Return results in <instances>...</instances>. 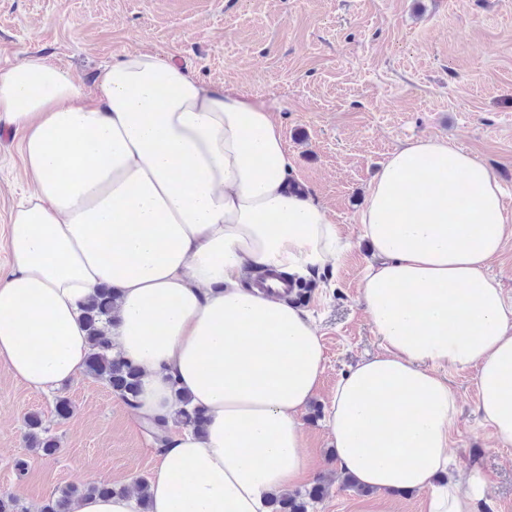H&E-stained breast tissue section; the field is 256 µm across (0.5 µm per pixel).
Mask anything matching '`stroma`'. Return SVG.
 <instances>
[{
    "instance_id": "1",
    "label": "stroma",
    "mask_w": 512,
    "mask_h": 512,
    "mask_svg": "<svg viewBox=\"0 0 512 512\" xmlns=\"http://www.w3.org/2000/svg\"><path fill=\"white\" fill-rule=\"evenodd\" d=\"M133 49L273 112L294 179L352 243L297 302L324 347L320 387L301 416L310 467L298 487L328 490L309 512H426L425 494L382 498L345 485L327 436L337 383L380 351L361 297L370 248L358 216L389 155L422 138L449 140L484 162L512 216V0H0V72L40 55L89 90L102 65ZM20 139L0 123V275L12 265L10 214L27 189ZM475 376L447 373L458 408L450 467L463 481L484 478L480 512H512V446L482 420ZM63 397L65 419L55 411ZM32 414L56 440L55 454L30 447ZM160 452L148 425L88 375L44 393L0 363V496L17 497L27 512L69 487L136 494Z\"/></svg>"
}]
</instances>
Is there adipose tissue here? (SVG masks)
Returning <instances> with one entry per match:
<instances>
[{
	"instance_id": "ef3b65f1",
	"label": "adipose tissue",
	"mask_w": 512,
	"mask_h": 512,
	"mask_svg": "<svg viewBox=\"0 0 512 512\" xmlns=\"http://www.w3.org/2000/svg\"><path fill=\"white\" fill-rule=\"evenodd\" d=\"M0 122L21 134L28 184L0 276V363L51 391L85 369L81 308L116 288L114 350L141 371L138 420L165 421L149 512H270L305 473L301 412L321 338L246 270L307 276L342 238L271 112L157 53L103 65L93 92L42 56L0 73ZM371 257L362 297L381 351L342 377L326 428L340 471L427 512H478L485 482L448 468L457 397L441 368H475L478 410L512 445V298L489 274L512 219L489 167L456 144L394 150L359 216ZM206 413L176 425L178 392Z\"/></svg>"
}]
</instances>
